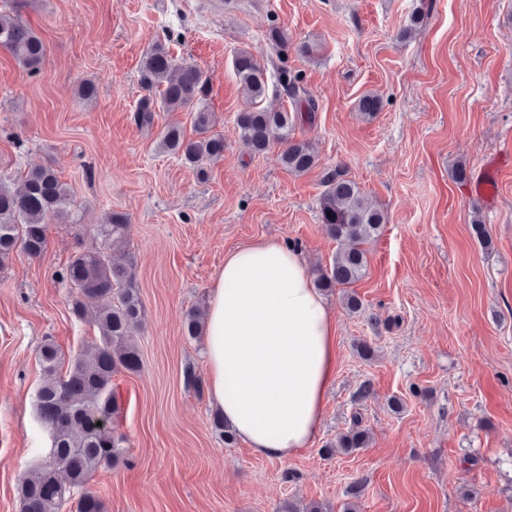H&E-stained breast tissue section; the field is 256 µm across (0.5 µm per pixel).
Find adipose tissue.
Here are the masks:
<instances>
[{
    "label": "adipose tissue",
    "mask_w": 512,
    "mask_h": 512,
    "mask_svg": "<svg viewBox=\"0 0 512 512\" xmlns=\"http://www.w3.org/2000/svg\"><path fill=\"white\" fill-rule=\"evenodd\" d=\"M203 332L209 394L236 435L267 458L308 447L336 379L337 326L299 253L266 240L226 254Z\"/></svg>",
    "instance_id": "obj_1"
}]
</instances>
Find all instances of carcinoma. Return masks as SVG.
<instances>
[{"mask_svg":"<svg viewBox=\"0 0 512 512\" xmlns=\"http://www.w3.org/2000/svg\"><path fill=\"white\" fill-rule=\"evenodd\" d=\"M267 39L274 48H289L288 32L279 26L270 27ZM0 47L25 72H41L44 43L12 12H0ZM233 67L243 90L254 102L252 110L236 118L239 135L251 151L261 154L276 144L282 147L281 162L286 171L300 175L315 167L317 156L309 142L294 137L298 124L314 119L318 109L314 97L282 68L279 87L291 100L292 109H269L264 106L269 93L265 62L241 50L235 55ZM139 73L147 95L137 103L135 120L142 125L152 124L158 108L191 112L198 137L187 138L179 124L171 123L161 131L157 148L204 172L205 163L224 154V137L212 132L215 120L207 102L209 79L197 66L177 62L160 41L144 55ZM382 108V100L373 94L358 103L361 114L369 119ZM327 183L320 202L321 219L338 249L316 283L323 291L340 290L343 306L357 313L362 302L351 286L366 271L363 245L379 236L387 219L359 184L343 172L330 175ZM52 217L75 221L71 189L52 165L31 167L17 180L0 175V268L17 252L40 256L48 244V220ZM129 229L126 214L108 213L105 223L94 229L98 248L77 252L61 274L71 288L72 315L83 319L88 308L94 309L98 339L69 358L52 341L39 349L47 380L37 391L35 408L38 421L49 433L51 447L38 472L21 478L22 512H62L79 489L82 493L75 500V512H105L103 501L85 486L98 471L128 462L127 438L119 432L120 399L112 387V377L140 370L136 336L143 328L145 311L130 264L114 262L112 246L125 239ZM202 320L200 309H190L183 323L185 335L199 338ZM211 426L224 444L235 443L234 432L219 414L212 416ZM368 443V434L354 425L339 434L327 452L348 455Z\"/></svg>","mask_w":512,"mask_h":512,"instance_id":"1","label":"carcinoma"}]
</instances>
